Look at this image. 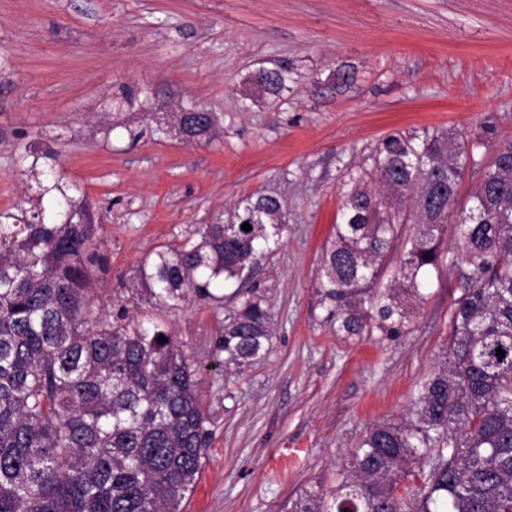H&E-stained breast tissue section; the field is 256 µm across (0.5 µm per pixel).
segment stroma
Segmentation results:
<instances>
[{
	"instance_id": "1",
	"label": "stroma",
	"mask_w": 512,
	"mask_h": 512,
	"mask_svg": "<svg viewBox=\"0 0 512 512\" xmlns=\"http://www.w3.org/2000/svg\"><path fill=\"white\" fill-rule=\"evenodd\" d=\"M285 63L288 102L250 82ZM355 73L336 98L318 88ZM216 112L215 134L180 136L174 109ZM492 116L512 138V0H0V210L36 202L19 154L57 151L72 196L89 202L110 269L95 305L147 309L136 275L242 196L288 202V235L260 278L271 351L241 372L214 361L224 310H164L200 369L211 439L185 512H281L331 489L365 430L406 423L448 347L457 267H441L414 330L392 343L346 341L316 293L348 171L395 132L477 134Z\"/></svg>"
}]
</instances>
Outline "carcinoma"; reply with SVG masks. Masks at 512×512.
I'll list each match as a JSON object with an SVG mask.
<instances>
[{
    "label": "carcinoma",
    "mask_w": 512,
    "mask_h": 512,
    "mask_svg": "<svg viewBox=\"0 0 512 512\" xmlns=\"http://www.w3.org/2000/svg\"><path fill=\"white\" fill-rule=\"evenodd\" d=\"M353 81L339 68L322 90ZM292 82L286 65L251 76L272 106ZM174 121L186 139L215 128L194 106ZM481 129L389 134L348 173L316 289L326 322L343 339L407 336L446 262L459 266L448 349L414 396V421L368 428L336 488L304 489L283 512H512V139L489 118ZM21 161L38 203L0 211V512H184L210 435L199 369L159 320L94 310L100 226L46 177L51 149ZM474 168L482 178L459 206ZM287 233L286 201L257 190L157 247L139 281L157 309L224 303L216 361L241 372L272 345L259 275Z\"/></svg>",
    "instance_id": "1"
}]
</instances>
